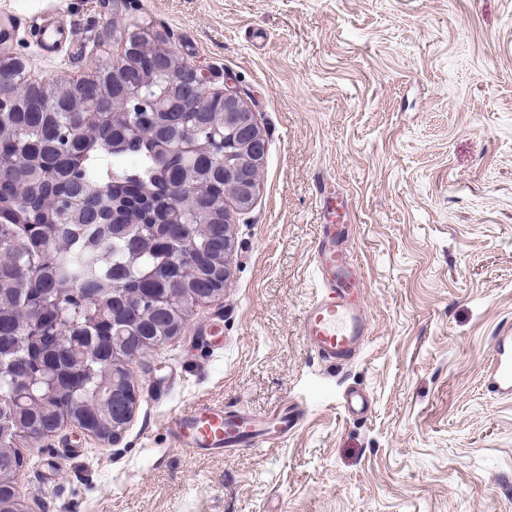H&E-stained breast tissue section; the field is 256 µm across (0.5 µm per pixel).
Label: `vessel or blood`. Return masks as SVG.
Returning a JSON list of instances; mask_svg holds the SVG:
<instances>
[{
    "label": "vessel or blood",
    "instance_id": "1",
    "mask_svg": "<svg viewBox=\"0 0 512 512\" xmlns=\"http://www.w3.org/2000/svg\"><path fill=\"white\" fill-rule=\"evenodd\" d=\"M63 31L41 20L36 41L47 50L59 44ZM322 234L313 251L319 288L303 317V334L310 348L328 366L353 361L370 329L363 299L365 282L340 235L350 215L348 208L325 202ZM485 384L489 392L512 399V331L496 336ZM301 420L294 408H278L265 417L229 411L219 405L201 404L176 415L171 428L178 441L200 454H229L240 448H256L286 437Z\"/></svg>",
    "mask_w": 512,
    "mask_h": 512
}]
</instances>
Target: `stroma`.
<instances>
[{
    "label": "stroma",
    "mask_w": 512,
    "mask_h": 512,
    "mask_svg": "<svg viewBox=\"0 0 512 512\" xmlns=\"http://www.w3.org/2000/svg\"><path fill=\"white\" fill-rule=\"evenodd\" d=\"M1 17L37 78L94 75L150 29L210 88L237 87L267 142L223 297L130 363L119 440L20 443L29 512H512V399L483 382L512 328V0H0ZM45 17L73 30L51 56ZM316 173L348 203L372 331L333 369L302 335ZM203 403L303 419L205 457L170 433Z\"/></svg>",
    "instance_id": "35a3bbf8"
}]
</instances>
